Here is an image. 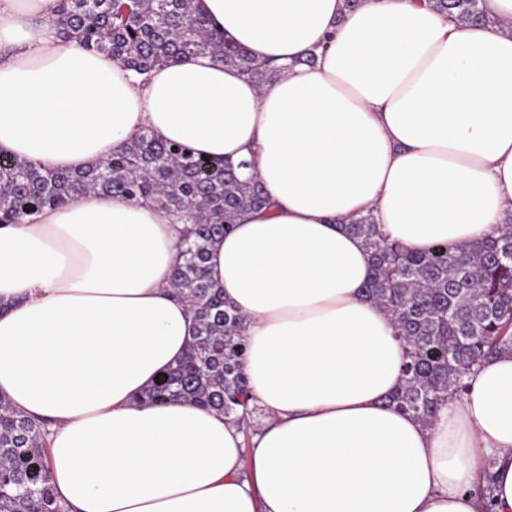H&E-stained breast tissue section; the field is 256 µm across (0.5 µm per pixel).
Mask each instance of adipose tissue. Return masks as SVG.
<instances>
[{"label": "adipose tissue", "instance_id": "ef3b65f1", "mask_svg": "<svg viewBox=\"0 0 512 512\" xmlns=\"http://www.w3.org/2000/svg\"><path fill=\"white\" fill-rule=\"evenodd\" d=\"M486 4L499 26L419 0H195L255 62L285 65L259 85L209 56L140 75L57 36L59 0H0V152L80 171L148 128L249 160L242 178L274 202L208 260L268 413L249 450L221 413L138 400L194 327L166 210L89 193L0 226V396L47 422L67 512H481L484 461L512 512V355L430 424L387 407L405 349L346 229L369 213L424 251L512 210V0Z\"/></svg>", "mask_w": 512, "mask_h": 512}]
</instances>
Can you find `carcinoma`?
Segmentation results:
<instances>
[{"label":"carcinoma","instance_id":"1","mask_svg":"<svg viewBox=\"0 0 512 512\" xmlns=\"http://www.w3.org/2000/svg\"><path fill=\"white\" fill-rule=\"evenodd\" d=\"M445 16L496 25L486 0H427ZM57 34L77 38L146 73L209 54L263 84L283 68L256 63L248 50L224 40L194 0H62ZM246 162L212 160L146 130L104 163L79 172L50 170L0 154V225L23 224L44 209L88 192L135 199L168 211L181 230L182 263L170 288L185 300L195 326L185 357L145 389L140 402L189 400L221 412L240 430L250 423L243 373L244 317L224 301L207 271L208 250L235 217L268 203L255 179L236 170ZM363 240L371 277L365 295L388 312L405 347L403 384L391 406L425 425L486 360L512 354V214L496 234L470 244L437 243L423 252L388 239L370 214L347 225ZM42 425L0 397V512H64L52 489ZM478 492L491 512L494 483L485 474Z\"/></svg>","mask_w":512,"mask_h":512}]
</instances>
